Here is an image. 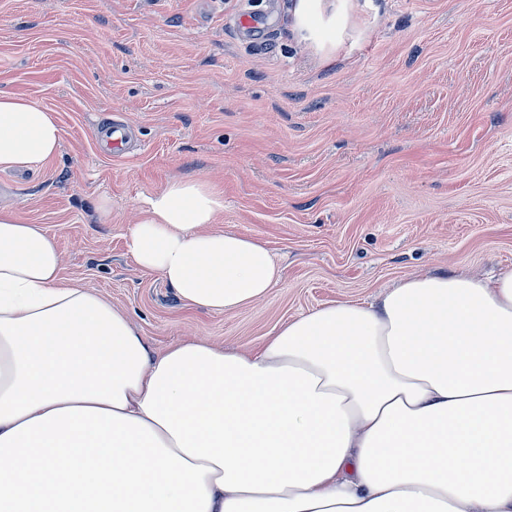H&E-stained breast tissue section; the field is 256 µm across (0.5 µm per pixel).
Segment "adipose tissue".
<instances>
[{"instance_id":"ef3b65f1","label":"adipose tissue","mask_w":512,"mask_h":512,"mask_svg":"<svg viewBox=\"0 0 512 512\" xmlns=\"http://www.w3.org/2000/svg\"><path fill=\"white\" fill-rule=\"evenodd\" d=\"M61 146L52 110L0 93V169ZM138 210L137 263L192 306L230 313L280 278L264 244L216 229L205 180ZM61 266L0 205V512H512V269L414 273L256 350L156 352Z\"/></svg>"}]
</instances>
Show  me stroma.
Returning a JSON list of instances; mask_svg holds the SVG:
<instances>
[{"instance_id":"1","label":"stroma","mask_w":512,"mask_h":512,"mask_svg":"<svg viewBox=\"0 0 512 512\" xmlns=\"http://www.w3.org/2000/svg\"><path fill=\"white\" fill-rule=\"evenodd\" d=\"M292 0H0V91L53 110L54 159L0 170L62 277L112 298L153 349L260 347L288 319L370 303L415 272L512 268V0H343L300 40ZM131 127L116 156L97 137ZM175 177L224 194L219 228L281 268L232 313L188 305L128 247ZM108 201L112 220L96 208Z\"/></svg>"}]
</instances>
